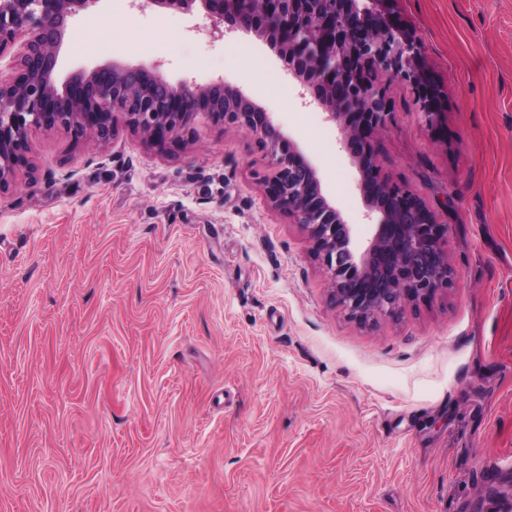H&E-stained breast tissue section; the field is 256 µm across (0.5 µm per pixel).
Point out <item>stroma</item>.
<instances>
[{
  "label": "stroma",
  "mask_w": 512,
  "mask_h": 512,
  "mask_svg": "<svg viewBox=\"0 0 512 512\" xmlns=\"http://www.w3.org/2000/svg\"><path fill=\"white\" fill-rule=\"evenodd\" d=\"M441 116L386 80L382 174L448 225L456 275L367 325L273 212L257 138L201 124L160 152L32 133L0 193V512H505L512 504V0H391ZM162 62L223 80L315 168L363 251L375 231L334 122L257 34L98 0L56 84Z\"/></svg>",
  "instance_id": "stroma-1"
}]
</instances>
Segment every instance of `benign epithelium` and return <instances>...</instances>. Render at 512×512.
Listing matches in <instances>:
<instances>
[{"label": "benign epithelium", "mask_w": 512, "mask_h": 512, "mask_svg": "<svg viewBox=\"0 0 512 512\" xmlns=\"http://www.w3.org/2000/svg\"><path fill=\"white\" fill-rule=\"evenodd\" d=\"M98 0H0V55L18 38L23 54L12 77L0 80V192L29 166L30 134L62 126L74 143H106L117 116L149 144L165 147L201 123L242 128L267 149L262 186L275 211L306 230L312 255L331 281L330 299L361 325L395 316L408 303L426 301L453 281L445 242L448 225L424 201L381 174L376 135L393 120L385 78L414 89L428 123L440 116L435 91L425 82L421 41L386 20L390 0H201L213 32L280 29L288 41L286 70L337 123L340 144L359 169L367 215L378 222L368 247L355 256L351 230L322 191L316 170L273 123L269 113L219 80L207 87H174L160 63L147 68L98 67L62 88L54 83L68 18Z\"/></svg>", "instance_id": "7a95c632"}]
</instances>
